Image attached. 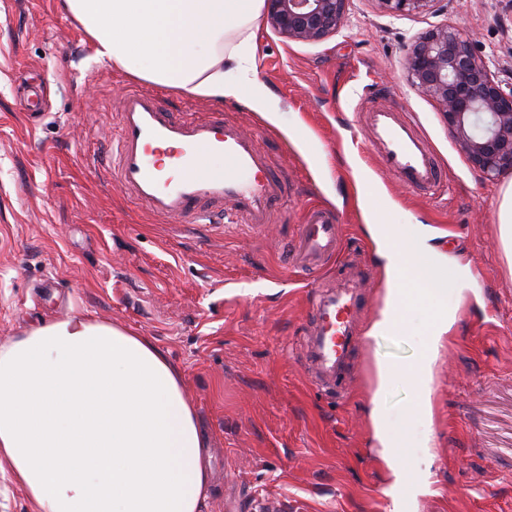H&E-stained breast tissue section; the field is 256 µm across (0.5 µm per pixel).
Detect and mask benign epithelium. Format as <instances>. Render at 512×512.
Returning a JSON list of instances; mask_svg holds the SVG:
<instances>
[{"label":"benign epithelium","mask_w":512,"mask_h":512,"mask_svg":"<svg viewBox=\"0 0 512 512\" xmlns=\"http://www.w3.org/2000/svg\"><path fill=\"white\" fill-rule=\"evenodd\" d=\"M349 0H265L266 23L282 37L319 42L347 23ZM389 16L422 13L436 0H377ZM406 77L441 106L448 130L472 167L490 180L512 171V86L492 73L475 39L442 25L422 36Z\"/></svg>","instance_id":"benign-epithelium-1"}]
</instances>
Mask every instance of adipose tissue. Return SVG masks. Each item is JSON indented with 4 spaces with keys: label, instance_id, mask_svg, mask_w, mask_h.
<instances>
[{
    "label": "adipose tissue",
    "instance_id": "ef3b65f1",
    "mask_svg": "<svg viewBox=\"0 0 512 512\" xmlns=\"http://www.w3.org/2000/svg\"><path fill=\"white\" fill-rule=\"evenodd\" d=\"M263 0H64L98 59L187 95L248 99L264 111L253 29ZM368 230L386 261V306L426 303L425 351L412 381V425L430 427L427 387L455 322L434 234L381 223L354 177ZM204 439L179 371L145 336L83 313L0 345V464L32 512H200L209 491Z\"/></svg>",
    "mask_w": 512,
    "mask_h": 512
}]
</instances>
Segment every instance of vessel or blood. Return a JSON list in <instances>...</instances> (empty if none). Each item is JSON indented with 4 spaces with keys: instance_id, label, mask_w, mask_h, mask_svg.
<instances>
[{
    "instance_id": "b4317fda",
    "label": "vessel or blood",
    "mask_w": 512,
    "mask_h": 512,
    "mask_svg": "<svg viewBox=\"0 0 512 512\" xmlns=\"http://www.w3.org/2000/svg\"><path fill=\"white\" fill-rule=\"evenodd\" d=\"M114 115L113 149L95 157L93 167L152 217L172 224H242L261 234L273 224L286 181L256 136L223 113L180 116L153 94L131 88ZM357 123L383 174L432 197L445 189L428 141L405 113L369 104ZM341 244L335 211L312 207L288 245L289 264L312 290L299 358L315 390L339 401L352 379L363 340L361 315L375 286L373 269L361 256L337 268L335 281L326 280L325 265Z\"/></svg>"
}]
</instances>
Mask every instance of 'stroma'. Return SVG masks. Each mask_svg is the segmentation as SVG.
Segmentation results:
<instances>
[{"label": "stroma", "instance_id": "obj_1", "mask_svg": "<svg viewBox=\"0 0 512 512\" xmlns=\"http://www.w3.org/2000/svg\"><path fill=\"white\" fill-rule=\"evenodd\" d=\"M349 22L316 43L258 22L257 76L267 120L247 101L189 96L97 60L61 0H0V344L83 312L150 337L181 372L204 433L211 484L202 512H394L376 452L373 407L403 441L407 512H512V265L493 221L508 171L485 181L448 131L440 105L405 75L415 39L448 24L471 33L512 84V8L505 0H437L430 10L381 13L350 0ZM40 84L46 114L31 125L23 81ZM407 113L447 175V195L412 191L381 173L356 121L375 86ZM159 95L175 112L224 113L257 136L289 193L274 224L237 227L155 221L108 191L89 163L111 143L112 104L125 88ZM360 168L388 224L443 230L442 252L465 268L474 295L442 340L433 368L432 436L407 424L408 378L375 392L378 363L409 366L424 350L430 312L403 310L400 334L366 338L348 401L315 393L298 357L307 291L285 261L293 226L313 205L334 210L349 244L375 254L353 187ZM494 325H483L486 309Z\"/></svg>", "mask_w": 512, "mask_h": 512}]
</instances>
